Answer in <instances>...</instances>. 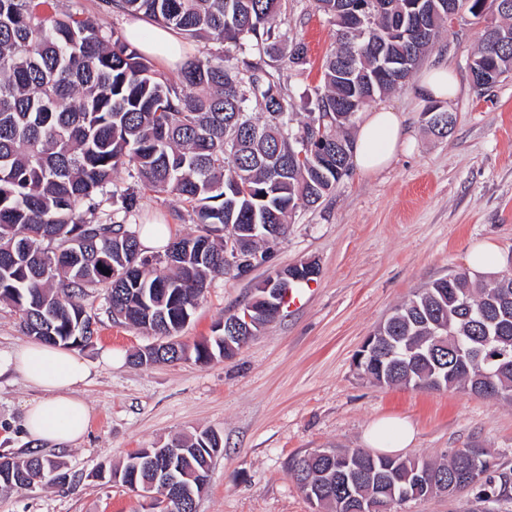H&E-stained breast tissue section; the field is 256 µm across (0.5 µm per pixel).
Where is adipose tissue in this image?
I'll return each mask as SVG.
<instances>
[{
  "label": "adipose tissue",
  "mask_w": 512,
  "mask_h": 512,
  "mask_svg": "<svg viewBox=\"0 0 512 512\" xmlns=\"http://www.w3.org/2000/svg\"><path fill=\"white\" fill-rule=\"evenodd\" d=\"M146 23L137 19L126 26L125 38L141 52L157 57L168 66L183 63L184 53L174 32L154 27L150 39H143ZM461 84L453 71L444 65L423 69L416 92L427 103L453 100ZM405 117L391 107L365 112L354 142V160L366 174L385 170L403 143ZM14 374L41 390L39 399L28 403L23 428L31 440L51 444L79 441L90 421L87 402L77 389L90 377L85 362L65 348L32 341L23 347L0 353V375ZM414 427L405 419H383L374 423L365 435L368 445L385 452H396L412 444Z\"/></svg>",
  "instance_id": "ef3b65f1"
}]
</instances>
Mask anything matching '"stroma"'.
<instances>
[{
    "instance_id": "stroma-1",
    "label": "stroma",
    "mask_w": 512,
    "mask_h": 512,
    "mask_svg": "<svg viewBox=\"0 0 512 512\" xmlns=\"http://www.w3.org/2000/svg\"><path fill=\"white\" fill-rule=\"evenodd\" d=\"M487 23L465 16L422 59L446 64L462 85L446 105L456 116L447 136L429 131L414 83L371 100V107L405 115L406 143L392 164L375 175L353 170L321 204L299 209L269 261L247 276L211 279L178 334L186 345L223 335L225 316L278 270L305 262L318 269L234 356L134 364L133 354L154 336L111 316L103 290L92 288L84 305L95 333L74 350L91 372L79 388L91 409L81 440L63 446L28 440L24 406L40 392L21 377H0V454L22 458L36 449L67 474L62 486L0 494V512H143L135 493L93 478V471L204 430L221 435L224 452L196 512H315L288 474L290 460L324 448L364 447L365 431L385 417L415 427L403 456L438 460L459 448H481L512 469V402L459 389L380 386L355 365L374 328L429 283L465 267L474 244L494 242L512 257V76L483 96L469 73ZM280 27L306 46L304 68L283 72L302 120L335 36L314 0H286ZM130 221L164 224L173 238L197 232L183 204L147 190ZM107 351L116 364L104 363ZM400 512H512V499L488 501L473 487L410 501Z\"/></svg>"
}]
</instances>
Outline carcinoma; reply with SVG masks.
<instances>
[{
    "label": "carcinoma",
    "instance_id": "carcinoma-1",
    "mask_svg": "<svg viewBox=\"0 0 512 512\" xmlns=\"http://www.w3.org/2000/svg\"><path fill=\"white\" fill-rule=\"evenodd\" d=\"M103 12L143 17L189 38L214 44H251L256 55L230 65L202 52L172 82L109 28L101 15L57 12L48 0H0V302L18 313L27 335L54 346H81L95 319L83 298L104 288L109 308L156 336H172L192 316L213 273H230L222 232L275 224L284 236L298 208L331 195L351 165L336 156L348 135L345 101L361 105L403 87L426 50L448 32L447 12L436 11L428 33L411 45L390 41L382 15L365 24L336 15V0H315L335 27L336 41L313 88L309 144L292 142L293 113L281 69L307 64L303 43L285 49L275 18L283 0H101ZM474 17L491 14L490 27L512 33V10L502 0H472ZM384 43L413 58L404 80L376 75L371 85L337 67L346 58L360 71L375 69L372 46ZM476 59L512 72V39L482 44ZM254 105L258 114L247 111ZM233 135L239 148H225ZM129 169L139 185L175 196L191 208L198 233L166 248L169 271L142 255L138 231L127 223L139 206L112 178ZM109 203L120 221L103 209ZM249 253L266 262L271 246L249 236ZM381 354L357 363L379 385L462 389L512 401V271L493 284L464 276L439 278L394 308L375 329ZM214 338L194 347L196 360L230 357ZM224 444L202 431L162 448H142L122 466L99 467L93 477L142 486L166 473L194 497L176 512H196L195 498ZM62 464L37 452L0 469V493L32 484H62ZM288 473L305 498L328 512H394L429 497L440 486L461 492L475 485L512 498V469L486 459L481 448H460L443 462L376 455L352 448L340 460L322 453L292 458Z\"/></svg>",
    "mask_w": 512,
    "mask_h": 512
}]
</instances>
